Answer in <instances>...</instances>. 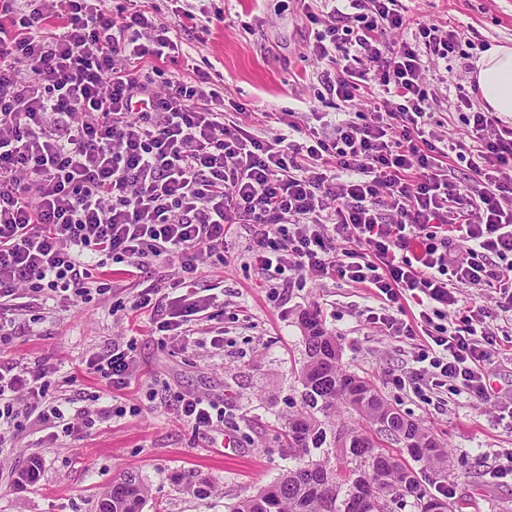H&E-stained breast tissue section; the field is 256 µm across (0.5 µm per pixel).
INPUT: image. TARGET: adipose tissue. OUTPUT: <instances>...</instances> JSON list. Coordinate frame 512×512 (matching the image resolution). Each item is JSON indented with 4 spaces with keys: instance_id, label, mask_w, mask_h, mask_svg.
<instances>
[{
    "instance_id": "ef3b65f1",
    "label": "adipose tissue",
    "mask_w": 512,
    "mask_h": 512,
    "mask_svg": "<svg viewBox=\"0 0 512 512\" xmlns=\"http://www.w3.org/2000/svg\"><path fill=\"white\" fill-rule=\"evenodd\" d=\"M475 66L472 79L484 109L512 117V46L491 45Z\"/></svg>"
}]
</instances>
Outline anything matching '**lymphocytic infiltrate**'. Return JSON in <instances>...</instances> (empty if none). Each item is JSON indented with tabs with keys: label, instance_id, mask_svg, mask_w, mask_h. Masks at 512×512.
I'll return each instance as SVG.
<instances>
[{
	"label": "lymphocytic infiltrate",
	"instance_id": "1",
	"mask_svg": "<svg viewBox=\"0 0 512 512\" xmlns=\"http://www.w3.org/2000/svg\"><path fill=\"white\" fill-rule=\"evenodd\" d=\"M110 0H0V342L8 340V299L88 300L111 291L99 274L115 264L146 273L177 258L185 292L134 300L158 331L183 328L209 309L189 298L201 255H224L231 225H249L262 270L293 259L299 281L337 278L370 289L380 311L372 323L413 341L415 372L400 387L423 395L448 387L491 402L486 365L498 343L489 311H458V285L497 288L512 312V127L470 109L468 141L435 145L422 76L460 47L462 31L408 26L398 0H348L322 11L302 0L312 54L335 64L325 84L343 102L368 98L372 117L338 120L333 134L289 122L267 141L214 106L210 77L167 80L157 89L138 61L179 53L174 29L145 0L111 9ZM466 163L472 183L449 172L448 153ZM389 197L380 212L379 192ZM462 242L454 249L451 239ZM420 299L406 317L408 299ZM52 373L0 364V447L11 437L27 394L39 418L68 437L93 428L89 414L48 401Z\"/></svg>",
	"mask_w": 512,
	"mask_h": 512
}]
</instances>
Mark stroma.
I'll return each instance as SVG.
<instances>
[{
    "mask_svg": "<svg viewBox=\"0 0 512 512\" xmlns=\"http://www.w3.org/2000/svg\"><path fill=\"white\" fill-rule=\"evenodd\" d=\"M158 22L178 30L182 55L159 63L157 84L208 72L225 105L244 104L241 125L266 140L287 133L285 113L310 108L354 118L368 114L360 99L328 95V62L307 48L313 38L300 0H150ZM416 21L449 24L476 33L485 44L512 45V0H403ZM467 60L432 62L426 78L436 139H467L466 111L448 109L457 86H469ZM248 225H233L226 260L206 259L195 293L209 298L206 315L190 333L163 339L147 315L131 305L145 288L170 292L183 276L174 257L153 263L139 278L119 275V286L93 300L60 303L16 299L14 335L0 343V362L43 364L54 370L53 389L97 424L74 439L52 436L28 407L0 452V512H98L113 484L131 475L146 490L142 512H225L227 504L257 494L292 461L288 421L300 410L298 373L306 360L301 316L318 313L334 337L343 371L370 380L409 420L433 432L448 449V473L431 476L430 492L447 488L459 512H512V476L498 477L512 449V419L486 405L442 391L423 399L396 387L393 375L414 365L410 344L396 341L367 320L376 299L341 280L294 286L290 259L266 272L251 252ZM506 338L487 372L496 400H512V322L489 319ZM130 349L133 368L113 386L90 374L87 362L111 350ZM194 394L224 409V422L197 431L175 410ZM111 415H101L102 397ZM42 458L37 481L20 475Z\"/></svg>",
    "mask_w": 512,
    "mask_h": 512,
    "instance_id": "1",
    "label": "stroma"
}]
</instances>
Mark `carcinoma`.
<instances>
[{
	"label": "carcinoma",
	"mask_w": 512,
	"mask_h": 512,
	"mask_svg": "<svg viewBox=\"0 0 512 512\" xmlns=\"http://www.w3.org/2000/svg\"><path fill=\"white\" fill-rule=\"evenodd\" d=\"M307 360L299 379L303 387L301 416L288 426V447L334 449V456L300 460L280 481L258 494L227 506L226 512H390L392 496L431 497L419 472L401 461L393 444L411 447L410 457L442 472L447 449L429 431L405 418L366 379L339 367L336 342L321 320L301 317ZM354 411L366 425L336 426V405ZM336 458L339 467L330 465ZM144 489L131 480L112 485L99 512H140Z\"/></svg>",
	"instance_id": "obj_1"
}]
</instances>
